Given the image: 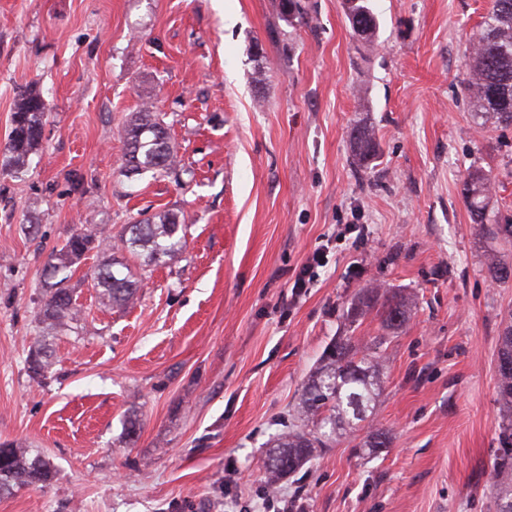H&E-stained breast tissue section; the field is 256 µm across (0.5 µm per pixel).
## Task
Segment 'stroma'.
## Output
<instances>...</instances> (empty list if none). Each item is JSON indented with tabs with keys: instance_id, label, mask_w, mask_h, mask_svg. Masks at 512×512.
Segmentation results:
<instances>
[{
	"instance_id": "obj_1",
	"label": "stroma",
	"mask_w": 512,
	"mask_h": 512,
	"mask_svg": "<svg viewBox=\"0 0 512 512\" xmlns=\"http://www.w3.org/2000/svg\"><path fill=\"white\" fill-rule=\"evenodd\" d=\"M305 2L291 17L279 0H0V443L56 471L0 493V512H269L264 460L311 370L336 337L379 332L376 314L346 319L371 282L411 305L372 419L278 495L291 512H489L512 285L487 266L512 247L489 244L464 199L470 174L491 172L492 206L512 216V125L465 100L489 0H372V49L342 0ZM30 88L44 135L17 176L6 145ZM145 102L171 127L177 175L122 173L123 127ZM362 121L379 144L365 168L351 156ZM160 211L185 217L187 245L147 269L137 302L99 304L83 280L93 251L71 279L81 319L43 332L53 249ZM350 224L363 236H341ZM322 245L314 287L292 299ZM38 344L54 361L40 381ZM374 427L389 448L358 451ZM322 258L323 253L321 251H316L306 257L291 287L292 296H299L302 292L306 291V288H310L312 277L314 276V268L321 266ZM49 355L44 347L38 345L30 349L27 357V366L30 375L35 379L45 378L50 368Z\"/></svg>"
}]
</instances>
